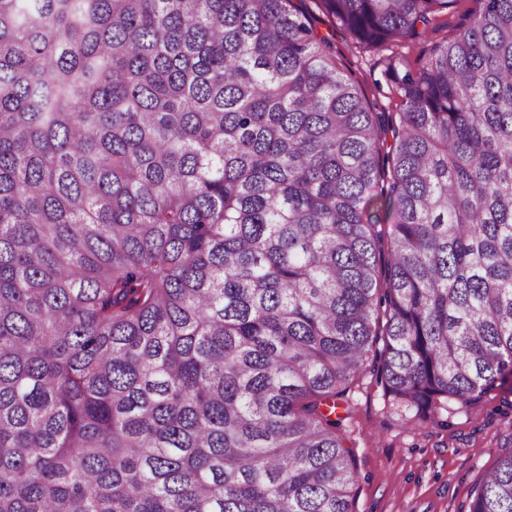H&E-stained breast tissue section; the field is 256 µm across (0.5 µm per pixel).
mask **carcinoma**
Instances as JSON below:
<instances>
[{
    "label": "carcinoma",
    "instance_id": "1",
    "mask_svg": "<svg viewBox=\"0 0 512 512\" xmlns=\"http://www.w3.org/2000/svg\"><path fill=\"white\" fill-rule=\"evenodd\" d=\"M359 49L455 0H317ZM375 112L292 0H0V512H354L345 393L512 377V0ZM467 512H512V449Z\"/></svg>",
    "mask_w": 512,
    "mask_h": 512
}]
</instances>
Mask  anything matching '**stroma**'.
Wrapping results in <instances>:
<instances>
[{"label":"stroma","instance_id":"35a3bbf8","mask_svg":"<svg viewBox=\"0 0 512 512\" xmlns=\"http://www.w3.org/2000/svg\"><path fill=\"white\" fill-rule=\"evenodd\" d=\"M322 33L331 35L338 65L352 74L369 103L386 111L399 99L382 87L380 56L359 52L344 31L319 11L315 0H293ZM477 0H456L448 25L426 28L403 43L400 52L415 66L423 50L452 36ZM351 412L344 422L357 471L355 512H466L483 473L512 438V393L495 391L465 410L449 406L433 422L413 430L384 408L383 391L365 373L347 391Z\"/></svg>","mask_w":512,"mask_h":512}]
</instances>
